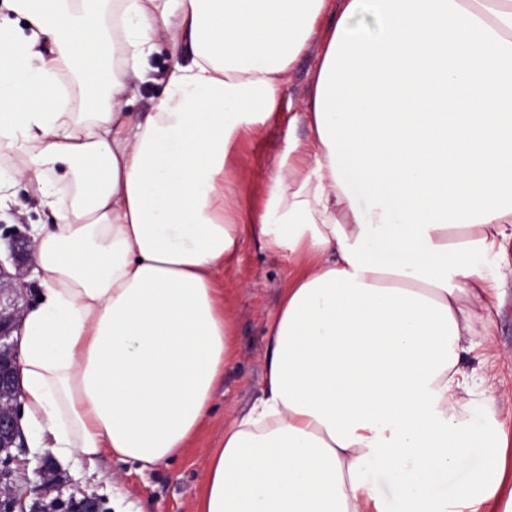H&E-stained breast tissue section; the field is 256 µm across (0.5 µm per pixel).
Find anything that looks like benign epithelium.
Wrapping results in <instances>:
<instances>
[{
    "label": "benign epithelium",
    "mask_w": 512,
    "mask_h": 512,
    "mask_svg": "<svg viewBox=\"0 0 512 512\" xmlns=\"http://www.w3.org/2000/svg\"><path fill=\"white\" fill-rule=\"evenodd\" d=\"M1 238L7 240L11 246L19 241L25 248L31 245L30 236L5 224H0ZM17 328L14 317L6 316L0 311V448H16L22 451L26 444L19 415L16 414L18 382L15 369L18 350L17 342L11 340Z\"/></svg>",
    "instance_id": "obj_1"
}]
</instances>
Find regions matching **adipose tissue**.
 Masks as SVG:
<instances>
[{
    "mask_svg": "<svg viewBox=\"0 0 512 512\" xmlns=\"http://www.w3.org/2000/svg\"><path fill=\"white\" fill-rule=\"evenodd\" d=\"M0 3V156L50 215L18 400L55 452L150 468L188 447L233 351L221 276L256 235L296 269L197 512H512L493 399H461L459 367L512 240V0H343L310 137L255 214L228 151L329 0ZM162 42L163 93L133 118Z\"/></svg>",
    "mask_w": 512,
    "mask_h": 512,
    "instance_id": "ef3b65f1",
    "label": "adipose tissue"
}]
</instances>
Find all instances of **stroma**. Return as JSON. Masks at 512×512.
Returning <instances> with one entry per match:
<instances>
[{"label": "stroma", "mask_w": 512, "mask_h": 512, "mask_svg": "<svg viewBox=\"0 0 512 512\" xmlns=\"http://www.w3.org/2000/svg\"><path fill=\"white\" fill-rule=\"evenodd\" d=\"M321 46V37L309 42L287 71L277 110L231 146L225 170L243 211L261 210L278 163L287 157L292 142L308 136L301 109L310 99ZM170 65L167 50L149 58L146 77L129 106L135 116L145 117L152 110ZM4 264L9 269L20 267L27 287L1 295L0 307L23 311L31 308L40 288L34 252L26 251L17 262L5 259ZM291 272L286 258L269 252L259 238L251 236L242 243L236 261L225 268L222 280L225 307L233 322L234 356L213 394L209 416L178 458L144 470L108 453L93 463L75 452L62 458L46 448L35 429L27 425L23 428L26 448L18 453L0 486L23 498L26 506H35L41 485L37 470L46 466L61 499L92 496L99 500L100 512H196L207 455L222 446L225 428L247 414L262 395L269 326ZM491 315V326H484L479 319L473 321L471 340L476 348L464 357L461 368L473 380L485 376L493 384L494 419L506 435L507 472L512 475L511 271L506 274L501 298L492 306Z\"/></svg>", "instance_id": "stroma-1"}]
</instances>
